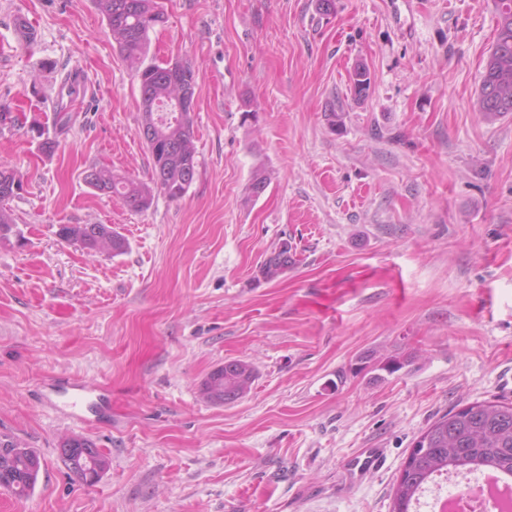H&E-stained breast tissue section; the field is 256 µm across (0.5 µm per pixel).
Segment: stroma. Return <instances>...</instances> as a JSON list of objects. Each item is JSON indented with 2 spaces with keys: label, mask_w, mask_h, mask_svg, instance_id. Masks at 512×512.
Returning <instances> with one entry per match:
<instances>
[{
  "label": "stroma",
  "mask_w": 512,
  "mask_h": 512,
  "mask_svg": "<svg viewBox=\"0 0 512 512\" xmlns=\"http://www.w3.org/2000/svg\"><path fill=\"white\" fill-rule=\"evenodd\" d=\"M157 2L151 55L197 73L198 166L182 198L136 212L83 181L152 164L105 20L92 0H0V110L17 118L0 163L25 182L0 240V434L42 459L34 495L0 512H390L422 430L512 402V114L475 106L494 0ZM62 224L112 225L129 247L87 251ZM284 242L296 262L265 280ZM232 359L255 366L251 391L203 399ZM67 435L108 457L100 480L70 476ZM366 448L379 469L346 485Z\"/></svg>",
  "instance_id": "obj_1"
}]
</instances>
